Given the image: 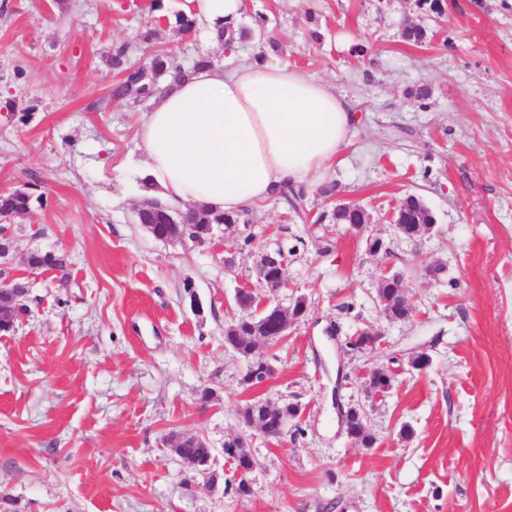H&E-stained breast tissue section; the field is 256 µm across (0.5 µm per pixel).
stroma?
I'll use <instances>...</instances> for the list:
<instances>
[{"label":"stroma","mask_w":512,"mask_h":512,"mask_svg":"<svg viewBox=\"0 0 512 512\" xmlns=\"http://www.w3.org/2000/svg\"><path fill=\"white\" fill-rule=\"evenodd\" d=\"M152 1L0 0V194L44 197L12 219L0 260V281L28 286L30 308L0 332V512H512V0H440L436 12L246 0L240 24L254 35L239 59L324 81L358 122L303 215L274 197L201 245L155 240L135 221L138 120L153 102L113 98L109 56L122 45L135 62L151 49L185 67L226 57L201 28L179 29L188 0ZM406 19L424 43L403 41ZM409 194L436 218L414 241L386 221ZM339 203L367 210L364 231L325 221ZM277 247L290 255L274 300L308 309L263 348L274 375L248 385L251 361L224 328L241 316L236 289ZM37 251L63 270L29 267ZM386 268L402 275L407 318L377 301ZM371 327L381 346L347 347ZM379 369L392 376L383 397L366 384ZM255 399L304 416L267 440L239 416ZM350 405L372 447L342 426ZM183 434L218 450L213 491L186 489L169 448ZM240 435L254 460L245 496L220 455Z\"/></svg>","instance_id":"1"}]
</instances>
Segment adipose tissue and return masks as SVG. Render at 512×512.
Returning a JSON list of instances; mask_svg holds the SVG:
<instances>
[{
	"label": "adipose tissue",
	"mask_w": 512,
	"mask_h": 512,
	"mask_svg": "<svg viewBox=\"0 0 512 512\" xmlns=\"http://www.w3.org/2000/svg\"><path fill=\"white\" fill-rule=\"evenodd\" d=\"M214 42L227 41L244 0H189ZM349 107L287 64L205 66L158 94L139 119L145 174L163 201L229 216L318 177L353 134Z\"/></svg>",
	"instance_id": "ef3b65f1"
}]
</instances>
